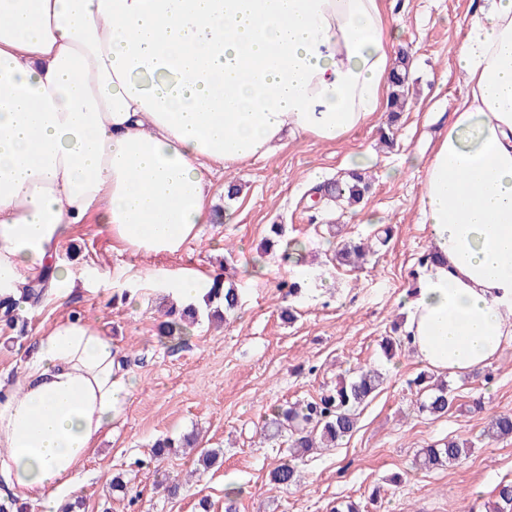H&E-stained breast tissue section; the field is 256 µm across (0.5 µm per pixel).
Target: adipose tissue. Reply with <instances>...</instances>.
Instances as JSON below:
<instances>
[{
    "instance_id": "ef3b65f1",
    "label": "adipose tissue",
    "mask_w": 512,
    "mask_h": 512,
    "mask_svg": "<svg viewBox=\"0 0 512 512\" xmlns=\"http://www.w3.org/2000/svg\"><path fill=\"white\" fill-rule=\"evenodd\" d=\"M393 37L381 0H0V295L93 214L135 253H177L210 221L215 174L368 122ZM457 67L467 93L424 169L431 239L403 331L460 377L512 341V0L471 20ZM131 388L109 336L57 320L20 383L0 381V483L57 512Z\"/></svg>"
}]
</instances>
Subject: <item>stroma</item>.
Returning <instances> with one entry per match:
<instances>
[{"instance_id":"obj_1","label":"stroma","mask_w":512,"mask_h":512,"mask_svg":"<svg viewBox=\"0 0 512 512\" xmlns=\"http://www.w3.org/2000/svg\"><path fill=\"white\" fill-rule=\"evenodd\" d=\"M485 0H382L397 34L392 56L412 62L408 104L391 147L380 144L388 112L376 113L345 139L327 145L306 136L288 139L265 157L215 176L211 209L219 221L202 225L197 238L171 256L147 257L114 238L97 217L73 226L55 258L78 281L66 300L44 296L23 306L27 332L0 324V377L22 376L39 331L65 314L82 313L110 336L125 357L134 387L97 453L84 466L67 501L80 512H224L228 488H241L239 512H331L352 500L363 512H485L494 488L512 480V438L483 432L495 412L512 411V342L490 366L448 381L455 396L446 416L418 412L414 380L427 367L410 347L385 360L383 337H400L401 307L411 274L429 247V230L417 209L424 163L465 96L456 66L465 26ZM363 158L370 190L352 209L313 207L309 180L327 182ZM240 194L225 200L227 182ZM307 247L305 265L281 266L265 254L270 225ZM390 226L391 238L359 269L331 261L336 243L355 241ZM248 268L236 276L241 305L224 326L200 317L189 335L159 339L157 326L171 298L159 269L209 271L220 265ZM95 270L114 275L108 288L83 286ZM297 278L300 294L288 297L282 280ZM285 307L296 317H281ZM375 365L384 380L359 410L358 427L334 448L304 457L301 483L280 486L269 474L286 447L260 441L258 429L275 404L318 396L350 379L357 367ZM199 432L202 444L222 449L221 464L193 475L191 457L154 461L160 437ZM471 441L452 465L419 470L420 448L448 439ZM184 478L178 495L159 485L163 473ZM123 475L127 488L113 491Z\"/></svg>"}]
</instances>
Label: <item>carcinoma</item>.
<instances>
[{
  "label": "carcinoma",
  "mask_w": 512,
  "mask_h": 512,
  "mask_svg": "<svg viewBox=\"0 0 512 512\" xmlns=\"http://www.w3.org/2000/svg\"><path fill=\"white\" fill-rule=\"evenodd\" d=\"M409 59L402 55L398 58L392 72L390 88L391 118L405 104ZM369 183L358 172H351L348 178L335 180L323 186V198L330 208H351L364 197ZM387 239L368 237L358 244H342L334 249V258L339 265L355 266L374 252L376 244H384ZM208 316L222 318L234 312L240 303V292L233 281V275L225 273L224 282H215L203 295ZM19 301L12 297H0V309L3 320L10 328L26 330V323L17 313ZM199 309L188 306L182 309L172 307L163 313L164 320L158 325L159 336L175 339L181 337L187 327L198 320ZM383 383L381 374L372 368L361 367L350 380H345L333 389L323 391L318 397L279 404L265 420L260 430V438L270 440L288 436V454L270 472V481L290 486L297 481V460L322 445L335 444L355 431L359 408L377 391ZM453 398L448 394L447 385L439 383L435 391L420 402L419 411L440 417L448 413ZM486 435L492 439L512 436V413H500L492 416ZM196 444L193 435H186L180 443L170 438L158 439L153 444V456L163 460L172 448L192 447ZM467 444L450 438L441 447L431 446L422 449L415 459L420 468H433L445 464H454L466 455ZM486 512H512V482L503 481L494 490V500L488 503Z\"/></svg>",
  "instance_id": "carcinoma-1"
}]
</instances>
